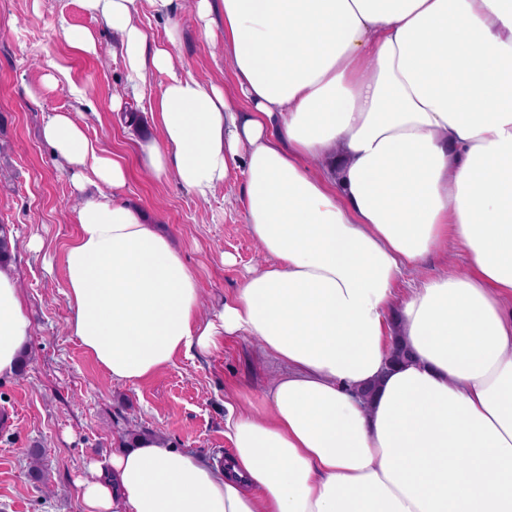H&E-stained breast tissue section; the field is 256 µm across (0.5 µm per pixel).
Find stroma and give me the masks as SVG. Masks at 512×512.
Here are the masks:
<instances>
[{
    "instance_id": "35a3bbf8",
    "label": "stroma",
    "mask_w": 512,
    "mask_h": 512,
    "mask_svg": "<svg viewBox=\"0 0 512 512\" xmlns=\"http://www.w3.org/2000/svg\"><path fill=\"white\" fill-rule=\"evenodd\" d=\"M175 20L176 70L234 93L223 45L205 36L192 0H175ZM70 30L88 31L95 52L73 49ZM166 79L153 73L145 94H133L118 36L81 0H0V224L17 242L10 266L31 323L23 375L0 377V413L9 416L0 424V512H83L78 483L88 476L86 460L122 448L130 432L224 464L232 454L226 403L259 399L278 374L256 342L239 335L225 337L219 349L179 355L137 384H118L68 332L63 255L77 234L75 209L83 195L41 135L51 113H69L98 146L125 159L130 176L116 199L172 236L198 276L204 317L232 302L262 261L245 227L243 168H231L205 200L176 179L158 182L142 169L140 139L160 135L150 97ZM75 87L84 89L83 99L72 95ZM34 237L40 250L29 247ZM466 263L449 246L447 254L405 272L396 293ZM27 448L37 449V458L24 456ZM34 466L43 481L31 478Z\"/></svg>"
}]
</instances>
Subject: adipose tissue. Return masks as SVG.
I'll list each match as a JSON object with an SVG mask.
<instances>
[{"label":"adipose tissue","mask_w":512,"mask_h":512,"mask_svg":"<svg viewBox=\"0 0 512 512\" xmlns=\"http://www.w3.org/2000/svg\"><path fill=\"white\" fill-rule=\"evenodd\" d=\"M140 2L83 0L133 92L168 75L141 164L202 199L243 168L268 262L202 320L196 273L113 197L125 161L54 113L43 137L76 187L87 169L106 187L65 252L68 330L119 383L242 333L287 370L227 416L224 467L144 439L88 459L85 512H512V0H197L239 105L173 71L178 27L151 45ZM452 244L467 268L396 295ZM29 333L2 267L0 376ZM397 335L412 359L389 370Z\"/></svg>","instance_id":"ef3b65f1"}]
</instances>
